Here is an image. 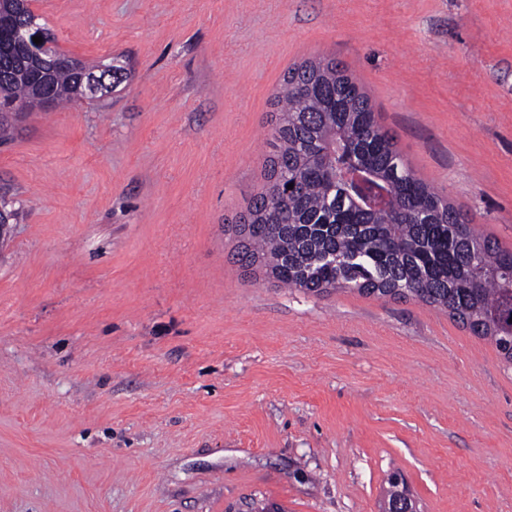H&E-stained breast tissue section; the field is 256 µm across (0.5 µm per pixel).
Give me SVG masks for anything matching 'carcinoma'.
Instances as JSON below:
<instances>
[{
  "instance_id": "obj_1",
  "label": "carcinoma",
  "mask_w": 512,
  "mask_h": 512,
  "mask_svg": "<svg viewBox=\"0 0 512 512\" xmlns=\"http://www.w3.org/2000/svg\"><path fill=\"white\" fill-rule=\"evenodd\" d=\"M16 68L0 56V102L28 111L37 103L26 76L8 77ZM52 82L56 105L81 100L68 68ZM277 106L267 184L236 228L241 267L310 292L406 291L512 363V250L416 176L357 80L333 59L308 62L288 71Z\"/></svg>"
}]
</instances>
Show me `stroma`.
Instances as JSON below:
<instances>
[{
  "label": "stroma",
  "instance_id": "35a3bbf8",
  "mask_svg": "<svg viewBox=\"0 0 512 512\" xmlns=\"http://www.w3.org/2000/svg\"><path fill=\"white\" fill-rule=\"evenodd\" d=\"M106 96L0 145V512H512V364L412 298L236 261L288 69L332 58L512 250V0H32ZM387 484L388 497H395L398 493V487L392 482H389V480H387ZM382 512H418L416 505L408 493L406 485L402 486L397 497L386 501Z\"/></svg>",
  "mask_w": 512,
  "mask_h": 512
}]
</instances>
